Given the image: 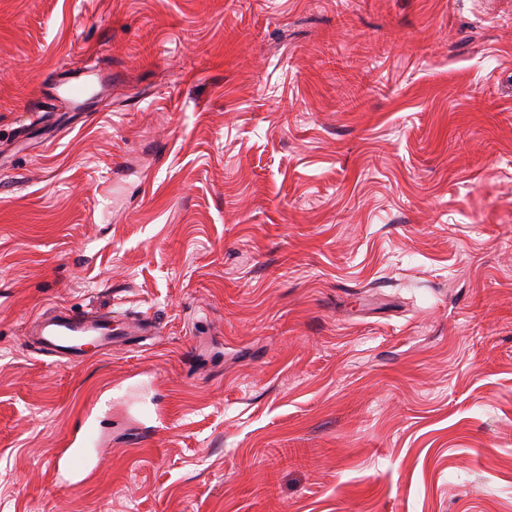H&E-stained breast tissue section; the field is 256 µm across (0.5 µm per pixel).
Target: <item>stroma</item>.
I'll return each instance as SVG.
<instances>
[{
	"instance_id": "obj_1",
	"label": "stroma",
	"mask_w": 512,
	"mask_h": 512,
	"mask_svg": "<svg viewBox=\"0 0 512 512\" xmlns=\"http://www.w3.org/2000/svg\"><path fill=\"white\" fill-rule=\"evenodd\" d=\"M0 512H512V0H0ZM98 86H103V77L99 73L87 68L67 67L62 71L56 92L70 105L82 108L88 97L98 93ZM32 335L47 350L62 356L82 360L84 347L92 346L96 351L112 349V342L127 335L129 326H112V316H92L72 310L59 311L50 317L43 314L34 321ZM96 425L90 416L85 419V428L80 436L70 437L63 443V451L58 455L53 465L54 480L65 487L73 488L80 482H71L65 475H75L87 472L89 465L86 456L87 448L95 447Z\"/></svg>"
}]
</instances>
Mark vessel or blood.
Masks as SVG:
<instances>
[{"instance_id": "obj_1", "label": "vessel or blood", "mask_w": 512, "mask_h": 512, "mask_svg": "<svg viewBox=\"0 0 512 512\" xmlns=\"http://www.w3.org/2000/svg\"><path fill=\"white\" fill-rule=\"evenodd\" d=\"M102 83V76L93 70L68 67L62 72L56 92L70 105L80 108L87 98L97 94ZM33 324L32 334L44 348L76 360L82 359L89 347L97 351L111 349L113 342L125 336L127 330L150 333L157 329L153 319L147 316L139 318L129 329L113 324L111 316H92L72 310L61 311L50 317L37 316ZM96 443V425L93 420H86L81 435L64 441L63 450L53 465L55 481L62 484L67 476L86 471V453Z\"/></svg>"}]
</instances>
